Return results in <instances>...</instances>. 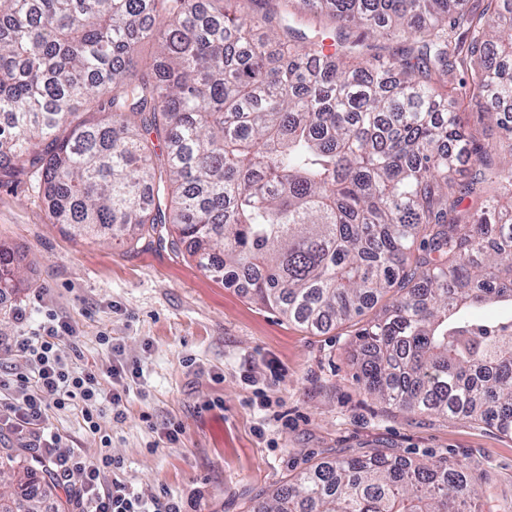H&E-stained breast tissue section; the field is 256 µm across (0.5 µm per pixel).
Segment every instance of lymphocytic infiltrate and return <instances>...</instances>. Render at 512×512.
Returning a JSON list of instances; mask_svg holds the SVG:
<instances>
[{
    "instance_id": "f902f5d3",
    "label": "lymphocytic infiltrate",
    "mask_w": 512,
    "mask_h": 512,
    "mask_svg": "<svg viewBox=\"0 0 512 512\" xmlns=\"http://www.w3.org/2000/svg\"><path fill=\"white\" fill-rule=\"evenodd\" d=\"M10 356L24 365L12 377L0 376V426L26 447L34 449L57 483L73 486L77 512H184L181 501L154 504L117 477L122 463L106 451L110 436L101 432L103 416L124 418L126 377L140 376L137 362H113L107 376L114 387L101 388L102 376L80 367L81 349L72 326L54 318L32 333L15 337L7 345ZM79 411L86 429L101 437L102 452L95 457L64 447L60 433H46L48 408Z\"/></svg>"
}]
</instances>
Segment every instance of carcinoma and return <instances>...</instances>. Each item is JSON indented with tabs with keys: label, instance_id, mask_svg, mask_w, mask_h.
Wrapping results in <instances>:
<instances>
[{
	"label": "carcinoma",
	"instance_id": "obj_1",
	"mask_svg": "<svg viewBox=\"0 0 512 512\" xmlns=\"http://www.w3.org/2000/svg\"><path fill=\"white\" fill-rule=\"evenodd\" d=\"M239 2L0 0V184L34 175L74 236L185 244L312 331L396 288L356 333L364 389L512 434V0L479 19L467 0H300L331 38ZM352 31L405 46L366 58ZM472 102L505 139L465 133ZM38 472L4 448L21 498L0 512H42ZM477 485L460 463L343 456L251 512H467Z\"/></svg>",
	"mask_w": 512,
	"mask_h": 512
}]
</instances>
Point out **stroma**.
Returning <instances> with one entry per match:
<instances>
[{
	"label": "stroma",
	"instance_id": "stroma-1",
	"mask_svg": "<svg viewBox=\"0 0 512 512\" xmlns=\"http://www.w3.org/2000/svg\"><path fill=\"white\" fill-rule=\"evenodd\" d=\"M0 246L22 257L0 303L1 342L52 314L73 327L104 388L113 345L139 362L125 419L104 417L101 428L123 462L119 477L145 497L181 499L186 512H248L321 457L378 451L464 460L480 479L476 512H512V437L371 397L356 379L359 323L312 334L205 275L187 249L72 236L26 176L0 185ZM173 422L183 433L170 446ZM47 425L97 455L100 440L76 413L49 410Z\"/></svg>",
	"mask_w": 512,
	"mask_h": 512
}]
</instances>
